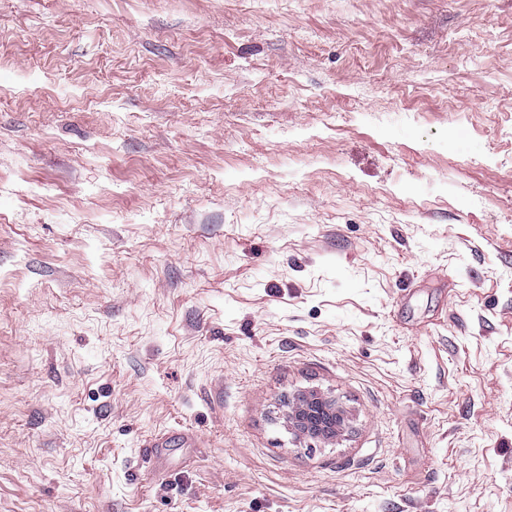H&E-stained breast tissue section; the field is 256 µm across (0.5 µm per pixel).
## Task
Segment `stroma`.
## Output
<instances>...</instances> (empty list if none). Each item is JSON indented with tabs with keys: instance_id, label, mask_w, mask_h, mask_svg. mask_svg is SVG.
I'll return each mask as SVG.
<instances>
[{
	"instance_id": "stroma-1",
	"label": "stroma",
	"mask_w": 512,
	"mask_h": 512,
	"mask_svg": "<svg viewBox=\"0 0 512 512\" xmlns=\"http://www.w3.org/2000/svg\"><path fill=\"white\" fill-rule=\"evenodd\" d=\"M0 512H512V0H0ZM288 428L313 440L333 441L345 427L347 413L336 398L317 390L303 392L284 405Z\"/></svg>"
}]
</instances>
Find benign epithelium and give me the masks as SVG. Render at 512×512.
<instances>
[{
    "label": "benign epithelium",
    "instance_id": "obj_1",
    "mask_svg": "<svg viewBox=\"0 0 512 512\" xmlns=\"http://www.w3.org/2000/svg\"><path fill=\"white\" fill-rule=\"evenodd\" d=\"M284 407L288 428L313 440H335L343 432L347 420V413L336 398L317 390L287 400Z\"/></svg>",
    "mask_w": 512,
    "mask_h": 512
}]
</instances>
